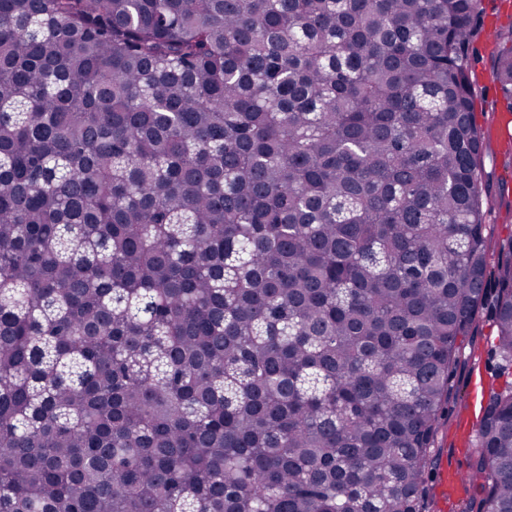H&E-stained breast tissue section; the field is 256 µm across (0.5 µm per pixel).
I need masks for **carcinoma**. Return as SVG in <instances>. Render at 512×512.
<instances>
[{"label":"carcinoma","instance_id":"cac0c4a2","mask_svg":"<svg viewBox=\"0 0 512 512\" xmlns=\"http://www.w3.org/2000/svg\"><path fill=\"white\" fill-rule=\"evenodd\" d=\"M476 5L0 0V512H429L489 284ZM472 469L512 512V386Z\"/></svg>","mask_w":512,"mask_h":512}]
</instances>
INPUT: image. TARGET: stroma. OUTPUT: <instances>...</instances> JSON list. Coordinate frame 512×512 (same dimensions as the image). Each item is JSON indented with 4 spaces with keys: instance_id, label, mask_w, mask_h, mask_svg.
Segmentation results:
<instances>
[{
    "instance_id": "35a3bbf8",
    "label": "stroma",
    "mask_w": 512,
    "mask_h": 512,
    "mask_svg": "<svg viewBox=\"0 0 512 512\" xmlns=\"http://www.w3.org/2000/svg\"><path fill=\"white\" fill-rule=\"evenodd\" d=\"M478 34L468 50L474 80L476 123L483 139L480 173L485 191L483 221L489 268H496L507 240L512 239V111L493 73L495 31L512 27V0H480L475 20ZM497 291L488 288L476 321L459 353L449 382L448 405L434 447V464L426 485L431 512H467L469 492L445 487L444 474L468 468L478 445V423L468 417L469 385L483 374L486 386L512 384V363L506 362L496 339Z\"/></svg>"
}]
</instances>
